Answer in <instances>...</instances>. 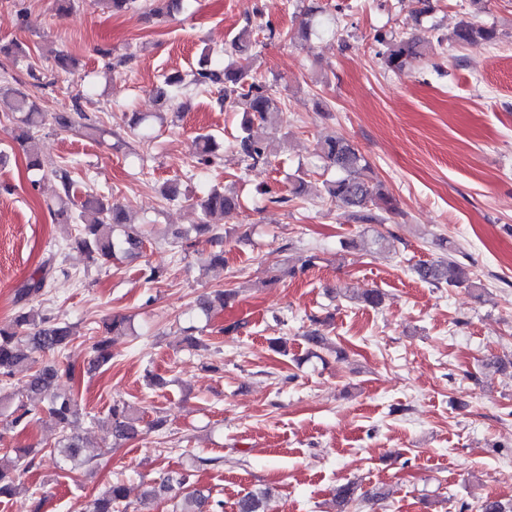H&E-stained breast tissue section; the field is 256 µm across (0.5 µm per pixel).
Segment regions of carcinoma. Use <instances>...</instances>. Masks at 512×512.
I'll return each instance as SVG.
<instances>
[{
	"label": "carcinoma",
	"instance_id": "carcinoma-1",
	"mask_svg": "<svg viewBox=\"0 0 512 512\" xmlns=\"http://www.w3.org/2000/svg\"><path fill=\"white\" fill-rule=\"evenodd\" d=\"M185 2L186 0H153L151 10L156 17L167 18L182 12ZM321 11L323 8L316 3L300 7L299 36L305 37L309 34L313 17ZM252 35V21L248 16L246 24L232 39L236 59L226 64L223 53H207L202 66L193 74L191 80V84L198 88L220 86V105L228 104L242 109L240 132L233 149L240 160L248 165L269 162V157L273 154V140L269 130L280 126L284 121L272 86L252 74ZM495 39L494 28L462 20L448 35L437 36L436 42L440 45L445 41L464 45L492 42ZM377 42L383 47L381 55L386 68L395 72L423 57L430 44L429 38L419 34L411 37L382 35L377 38ZM184 88L186 84L183 76L171 74L165 77L163 85L154 89V93L161 104L168 105ZM4 94L11 98L12 110L18 114L13 133L14 139L22 145L33 142L35 134L47 125L68 129H94L89 124L90 116L80 110L73 115L48 114L38 111L29 96L20 90L6 88ZM217 148L218 144L213 135H198L192 153L193 162L204 167L214 164ZM317 152L327 166L338 172L335 179L325 182V199L349 212L353 222L380 224L384 221V215L396 213L395 199L381 184L374 181L369 161L348 140L336 136L326 137L317 144ZM26 157L29 169L40 173L43 179H55L61 187L57 207L52 213L55 220L74 225V235L69 243L71 248L81 252L92 264H105L120 256L137 257L142 253L144 233L133 222L125 205L110 203L90 195L82 202L79 211L75 212L67 203L73 187L69 172L62 168L48 167L32 148L26 150ZM305 187V178L298 175L292 182L289 195L274 193L270 196V202L287 204L300 199L305 194ZM197 204L205 221L195 225V229L209 234L210 244L217 246V250L207 253L206 261L212 267H222L223 235L220 225L212 223V220H222L234 213L240 205L238 194L217 186L204 185ZM49 272V267H42L16 289L15 302L18 308L9 323L0 325V415L10 417L6 427L13 428L27 424L36 414V409L24 404L11 406L12 394L5 392L7 379L20 368L28 369V395L36 398L49 394L46 410L62 429V438L59 441L61 454L67 460L74 461L87 447V442L80 434L69 431L72 423L81 417L82 408L72 394L52 392L61 379L73 381L77 377L75 365L58 359L75 336L74 326L31 305L34 299L45 294ZM415 272L421 280L435 287L444 284L449 287L475 286L472 272L452 254L421 264L416 267ZM234 298L233 290L218 289L201 297L198 305L207 314L216 305H229ZM131 331L130 319L120 315L112 316V320L104 326V335L98 337L92 346L93 358L89 363V370H96L112 359L111 339L108 335L122 336ZM107 422L112 428V437L117 440H131L141 434V413L138 408L126 402L116 401L112 404L107 414ZM15 452L14 457L7 454L0 456V498L13 496L23 488L20 459L30 456L34 450L17 448ZM175 489L181 491V500L175 512H223V501L215 500L208 491L190 485L187 475L180 472L169 473L159 483L148 486L143 497L146 500L155 499ZM357 492L358 486L353 483L337 486V512H348V508L359 498ZM268 496L269 491L266 489L250 491L237 500L235 512H266L265 502ZM126 499V488L116 483L104 496L92 501L89 512H113V506Z\"/></svg>",
	"mask_w": 512,
	"mask_h": 512
}]
</instances>
